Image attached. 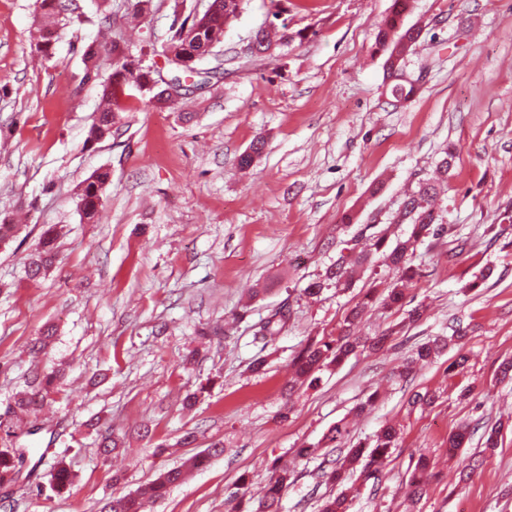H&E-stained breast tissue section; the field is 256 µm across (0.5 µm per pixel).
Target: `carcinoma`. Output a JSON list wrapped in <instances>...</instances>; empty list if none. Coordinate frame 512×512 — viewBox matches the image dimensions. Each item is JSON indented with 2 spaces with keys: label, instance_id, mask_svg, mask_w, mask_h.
<instances>
[{
  "label": "carcinoma",
  "instance_id": "1",
  "mask_svg": "<svg viewBox=\"0 0 512 512\" xmlns=\"http://www.w3.org/2000/svg\"><path fill=\"white\" fill-rule=\"evenodd\" d=\"M243 3L244 0H213V9L201 16L186 18L180 23L163 46L162 54L178 55L189 52L199 56L206 55L208 46L222 44L224 29L237 18ZM408 9L409 0H393L391 12L376 35L377 50L385 56L386 78L394 81L392 94L398 102L408 99L415 89V83L401 78L402 62L412 51L421 34V30L414 25L404 27V17ZM83 21L84 13L75 0H40V16L37 19L38 50L49 54L54 28L74 27ZM109 52L112 54V73L105 78L96 63V49L89 46L84 51V80H99L103 87V108L97 113L88 131L87 142L91 144L102 142L119 131L121 113L126 111V89H141L148 82V73L135 61L127 60L126 51L120 42L111 41ZM444 154L445 157L440 161L435 177L419 183L418 190L406 198L397 216L398 223L411 225L409 237L396 241L395 246L389 249L386 248L387 237L383 234L376 235L373 243L375 251L382 252L385 261L398 270L399 279L388 288L381 289L379 285L372 284L363 300L356 303L345 315L342 323L336 327V335L321 340H307L291 360L293 375L288 381V393L292 394L305 385L317 383L318 373L339 365L358 350L376 353L384 350L390 343L393 330L387 329L372 336H362L357 331V324L369 305L378 302L384 306L394 307L403 301L404 283L417 275L410 260L416 243L445 232V227L438 222L433 206L437 185L448 177V169L455 158V151L451 148L445 150ZM110 177L109 170L99 169L84 182L77 203L81 218L92 219L97 215ZM56 240L54 229L49 228L42 233L37 248L25 267L28 279H40L52 266L57 256ZM370 255L371 252L367 250H353L350 256L339 257L336 264L326 270L324 279L310 283L304 289V293L318 295L329 282L351 287L356 268L367 262ZM288 319L287 311H273L260 324L259 336L267 343L273 341L287 327ZM464 338L465 333L456 330L451 336H434L418 344L411 354L404 358L398 376L408 378L416 367L427 364L439 356L448 348V344L459 346ZM60 379L61 376L56 373L34 372L28 389L15 397V408L25 414L39 410L49 394L57 390ZM348 436V425L343 419L333 425L325 436L326 441L334 444L337 454L334 458L323 457L316 468V478L318 483L339 487L341 491L324 498L320 512H349L351 500L348 491L355 489L358 482L365 484L370 480H379V474L390 458L391 449L397 447L398 443V430L393 425L383 427L374 436L371 444L359 441L349 445ZM21 462L22 453L18 449L1 448L0 480L13 476ZM201 463L200 458L191 457L181 466L162 473L153 482L135 492L107 500L100 512H147L152 504L165 496L169 486L182 480L185 470L196 468ZM435 477L437 472L429 456L421 454L412 462L408 480V500L411 507H417L425 494L427 482ZM72 481L73 474L66 462L58 460L54 467L51 489L60 492ZM294 481L295 472L288 466L272 465L271 475L260 492L258 506L254 512H280L282 495Z\"/></svg>",
  "mask_w": 512,
  "mask_h": 512
}]
</instances>
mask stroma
Masks as SVG:
<instances>
[{
	"label": "stroma",
	"mask_w": 512,
	"mask_h": 512,
	"mask_svg": "<svg viewBox=\"0 0 512 512\" xmlns=\"http://www.w3.org/2000/svg\"><path fill=\"white\" fill-rule=\"evenodd\" d=\"M80 0L84 23L66 28L51 58L35 50L37 0H0V222L20 223L0 246V414L33 371L63 370L46 405L15 422L25 457L0 493L10 512H99L177 467L212 443L224 445L149 512H239L231 497L240 478L258 492L274 460L296 481L281 512H318L330 487L317 484V447L341 419L352 441L373 437L386 420L400 425L398 445L378 483L353 495L350 512H407V469L426 453L440 473L420 512H512V427L495 450L472 434L462 448L478 467L459 481L448 436L461 425L512 420V0H410L405 25L421 37L405 58L417 78L408 101L394 104L377 52V26L392 0H246L220 46L224 77L197 93L191 121L134 96L118 134L86 144L101 96L84 81V49L100 16L132 54L162 48L174 19L200 14L208 0ZM304 38L246 56L256 30L273 20ZM266 142L249 171L238 168L254 139ZM457 157L437 202L443 236L418 243L419 275L401 311L369 307L361 332L400 325L390 349L365 351L325 370L320 383L285 395L288 364L309 338L335 333L371 282L398 278L381 254L349 288L316 297L307 285L350 248L386 233L407 238L396 216L405 195L428 177L447 148ZM106 168L111 181L96 221L81 219L83 182ZM380 192H373L375 184ZM58 230V254L44 278L25 264L45 228ZM493 267L485 282L476 277ZM423 306L422 319L406 323ZM279 307L288 329L262 344L255 332ZM467 327L464 347L448 346L407 382L391 375L428 336ZM56 329L39 353L43 325ZM208 339H201V332ZM469 362L450 370L458 350ZM194 365H187L190 353ZM264 356L263 371L249 368ZM386 394L351 416L376 389ZM439 395L409 405L417 391ZM198 402L183 408L187 394ZM100 428L123 438L104 458ZM149 437H139L140 427ZM193 443H183L187 432ZM74 475L70 489L50 487L57 460Z\"/></svg>",
	"instance_id": "stroma-1"
}]
</instances>
